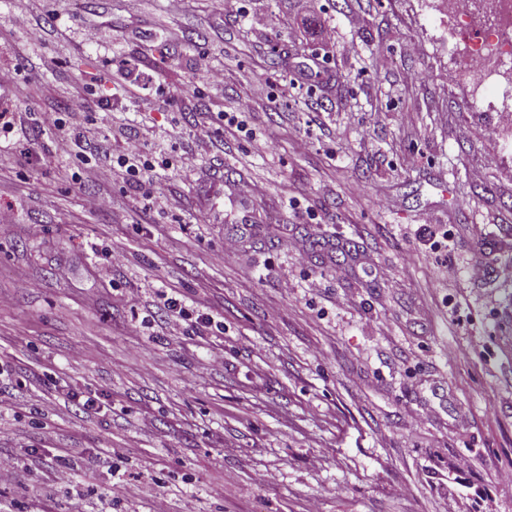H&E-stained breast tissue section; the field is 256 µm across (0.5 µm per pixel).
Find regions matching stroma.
<instances>
[{"label": "stroma", "instance_id": "stroma-1", "mask_svg": "<svg viewBox=\"0 0 512 512\" xmlns=\"http://www.w3.org/2000/svg\"><path fill=\"white\" fill-rule=\"evenodd\" d=\"M240 4L0 0V107L84 85L97 160L172 161L89 212L59 131L0 139V512H512V126L449 77L454 0H314L327 46L295 0ZM258 81L253 137L227 132Z\"/></svg>", "mask_w": 512, "mask_h": 512}]
</instances>
